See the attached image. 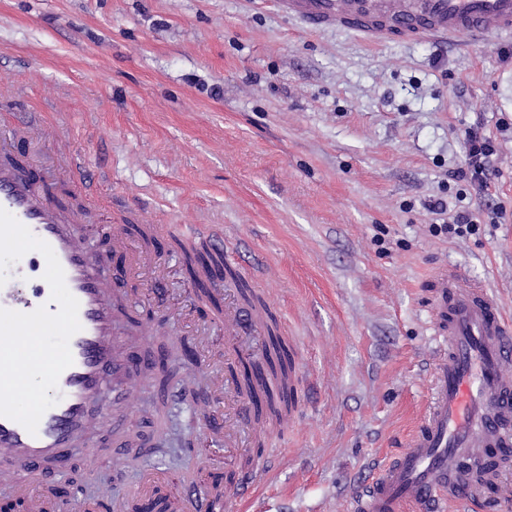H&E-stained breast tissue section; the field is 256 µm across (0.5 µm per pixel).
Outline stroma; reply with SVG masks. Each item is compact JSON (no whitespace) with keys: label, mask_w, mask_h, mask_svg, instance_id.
Wrapping results in <instances>:
<instances>
[{"label":"stroma","mask_w":512,"mask_h":512,"mask_svg":"<svg viewBox=\"0 0 512 512\" xmlns=\"http://www.w3.org/2000/svg\"><path fill=\"white\" fill-rule=\"evenodd\" d=\"M30 124L46 151L86 155L71 185L97 184L93 223L223 225L218 248L293 337L274 476L228 512H351L429 398L438 266L486 282L512 319V41L372 45L309 31L276 0H0V129ZM474 128L496 147L485 194L448 177ZM464 210L479 234L434 233ZM156 248L170 302L206 322L180 251ZM128 297L155 343L195 346L148 288ZM208 398L153 373L127 408L138 423L115 434L99 414L63 487L133 493L156 468L172 489L243 468L207 439Z\"/></svg>","instance_id":"35a3bbf8"}]
</instances>
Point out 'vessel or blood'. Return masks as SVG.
I'll list each match as a JSON object with an SVG mask.
<instances>
[{"instance_id": "b4317fda", "label": "vessel or blood", "mask_w": 512, "mask_h": 512, "mask_svg": "<svg viewBox=\"0 0 512 512\" xmlns=\"http://www.w3.org/2000/svg\"><path fill=\"white\" fill-rule=\"evenodd\" d=\"M313 31H344L373 43L422 37L483 41L512 38V0H278ZM85 206L65 207L56 167L36 154L29 167L0 162V492L26 512H98L99 496L58 493L56 476L75 450L96 434L92 414L104 390L113 405L131 402L138 378L156 356L145 337L125 336L117 305L130 280L159 282L165 270L149 247L130 249L122 225H112L108 250L128 256L111 271L81 229L97 195L82 191ZM185 247H212L216 224H172ZM107 250V251H108ZM433 380L428 405L407 445L352 492L354 512H401L410 503L426 512L462 504L466 512L487 500L500 469L512 462V324L487 285L456 266L439 268L429 282ZM232 359L250 358L242 340L259 330L231 302L214 314ZM39 347L53 360L48 392L21 412L32 369L26 352ZM182 391L205 386L228 401L207 427L234 448L250 419L239 383L216 358L179 363ZM206 486L179 496L181 512H209Z\"/></svg>"}]
</instances>
